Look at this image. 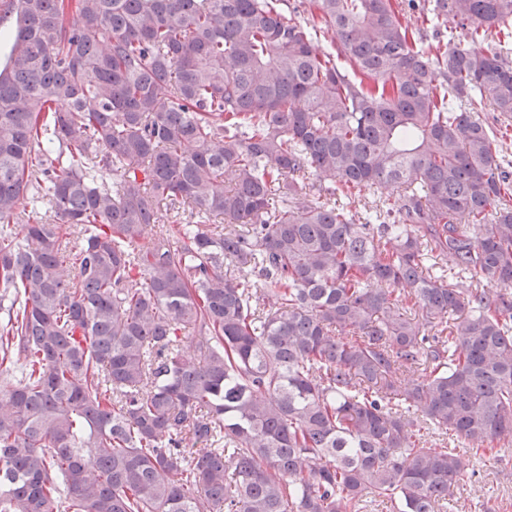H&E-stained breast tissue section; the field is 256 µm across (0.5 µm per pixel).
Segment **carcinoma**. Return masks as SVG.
Instances as JSON below:
<instances>
[{"mask_svg": "<svg viewBox=\"0 0 512 512\" xmlns=\"http://www.w3.org/2000/svg\"><path fill=\"white\" fill-rule=\"evenodd\" d=\"M281 2L0 0V512H444L422 432L512 444V0Z\"/></svg>", "mask_w": 512, "mask_h": 512, "instance_id": "cac0c4a2", "label": "carcinoma"}]
</instances>
